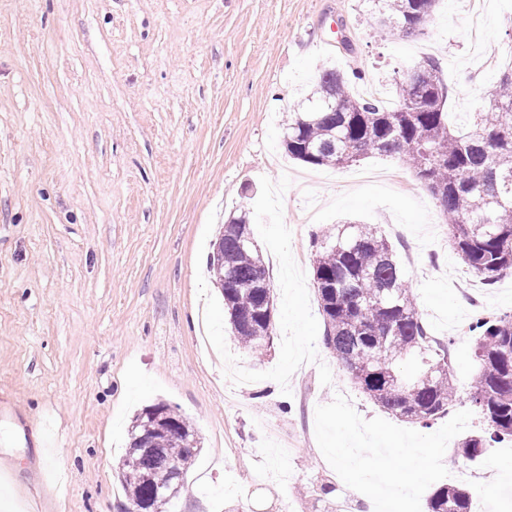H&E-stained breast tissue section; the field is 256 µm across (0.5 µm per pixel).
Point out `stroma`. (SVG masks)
Wrapping results in <instances>:
<instances>
[{"instance_id": "35a3bbf8", "label": "stroma", "mask_w": 512, "mask_h": 512, "mask_svg": "<svg viewBox=\"0 0 512 512\" xmlns=\"http://www.w3.org/2000/svg\"><path fill=\"white\" fill-rule=\"evenodd\" d=\"M438 60L456 130L512 68V0H440L411 40L366 0H0V512H121L134 414L157 400L201 451L167 512H371L322 454L315 410L381 409L322 344L312 242L373 224L436 340L458 410L476 366L470 324L512 313V273L487 286L448 240L428 188L398 157L342 169L281 146L323 65L392 86ZM252 216L276 307L272 346L234 341L206 274L219 226ZM499 444L464 485L512 512Z\"/></svg>"}]
</instances>
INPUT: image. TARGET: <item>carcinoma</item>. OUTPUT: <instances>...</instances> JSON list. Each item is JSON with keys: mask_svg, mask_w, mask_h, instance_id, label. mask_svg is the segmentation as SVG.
Listing matches in <instances>:
<instances>
[{"mask_svg": "<svg viewBox=\"0 0 512 512\" xmlns=\"http://www.w3.org/2000/svg\"><path fill=\"white\" fill-rule=\"evenodd\" d=\"M380 31L416 38L439 0H372ZM416 77L395 82L397 102L351 91L334 67L322 68L308 107L289 113L283 133L288 157L313 167H345L369 154L396 155L429 186L448 224V238L468 270L484 284L512 272V77L500 78L496 106L479 112L462 134L448 125V89L438 62L413 66ZM247 213L224 222V236L208 265L224 299L233 337L249 351H266L275 334V303L266 264L253 243ZM313 284L323 320L324 346L352 381L384 412L427 427L459 399L448 347L433 340L391 243L370 224H338L316 239ZM480 367L469 400L487 427L463 438L457 455L473 462L494 443L512 440V313L483 315L469 327ZM409 359L419 371L405 375ZM162 410L165 423L151 417ZM160 448L186 477L200 452L198 431L178 408L144 407L128 427L118 471L127 503L152 498V484L130 481L124 471L160 466L142 456ZM459 485L432 494L429 512H471Z\"/></svg>", "mask_w": 512, "mask_h": 512, "instance_id": "carcinoma-1", "label": "carcinoma"}]
</instances>
